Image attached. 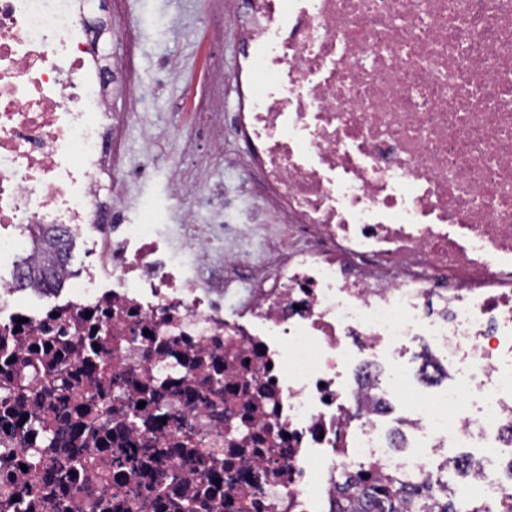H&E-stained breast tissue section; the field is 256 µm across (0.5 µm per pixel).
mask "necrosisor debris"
I'll return each mask as SVG.
<instances>
[{
	"label": "necrosis or debris",
	"instance_id": "1",
	"mask_svg": "<svg viewBox=\"0 0 512 512\" xmlns=\"http://www.w3.org/2000/svg\"><path fill=\"white\" fill-rule=\"evenodd\" d=\"M92 14L0 0V498L52 512L38 490L68 461L70 512L103 489L113 512H336L340 479L424 480L467 448L483 512H506L512 0H244L246 106L203 130L249 144L261 192L171 169L172 224L133 193L160 160L98 121L121 75ZM51 224L93 230L92 261L22 279Z\"/></svg>",
	"mask_w": 512,
	"mask_h": 512
}]
</instances>
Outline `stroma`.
Here are the masks:
<instances>
[{
	"mask_svg": "<svg viewBox=\"0 0 512 512\" xmlns=\"http://www.w3.org/2000/svg\"><path fill=\"white\" fill-rule=\"evenodd\" d=\"M238 0H103L101 12L112 26V37L102 46L128 68L126 93L111 99L108 110L128 116L135 98L145 100L146 114L156 128L150 144L153 155L180 166L203 189L228 186L248 197V185L239 183L233 165L244 152L236 139L224 142L221 155L210 157L209 144L198 133L197 104L205 97L234 112L239 99L232 84L213 85L214 70L233 73L240 47L224 27V15L236 10ZM223 41H215V30ZM141 146V127L130 120L125 147Z\"/></svg>",
	"mask_w": 512,
	"mask_h": 512,
	"instance_id": "stroma-1",
	"label": "stroma"
}]
</instances>
